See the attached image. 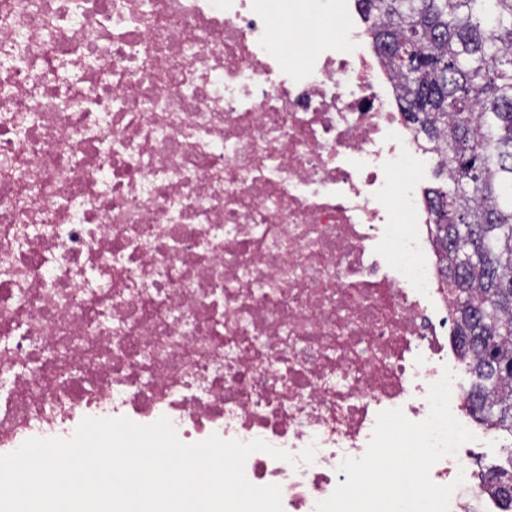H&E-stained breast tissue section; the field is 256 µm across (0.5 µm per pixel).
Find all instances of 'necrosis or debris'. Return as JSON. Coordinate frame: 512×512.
<instances>
[{"label":"necrosis or debris","mask_w":512,"mask_h":512,"mask_svg":"<svg viewBox=\"0 0 512 512\" xmlns=\"http://www.w3.org/2000/svg\"><path fill=\"white\" fill-rule=\"evenodd\" d=\"M307 19L272 37L281 7ZM357 0H0V455L84 417L261 439L315 512L377 415L455 372L425 197ZM465 443L449 512H500Z\"/></svg>","instance_id":"4bbe7bcc"}]
</instances>
